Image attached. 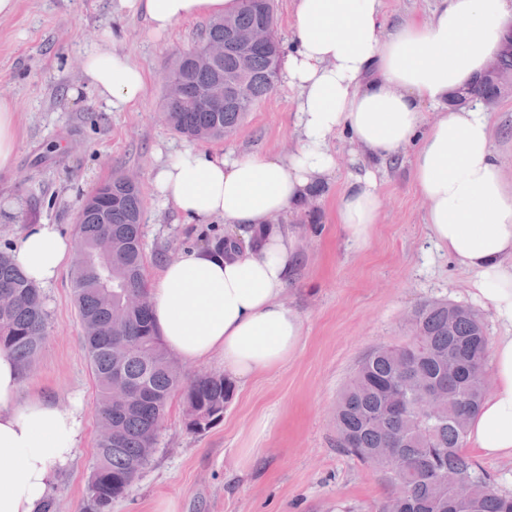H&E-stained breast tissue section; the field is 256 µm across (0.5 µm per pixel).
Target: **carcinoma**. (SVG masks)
<instances>
[{
    "mask_svg": "<svg viewBox=\"0 0 512 512\" xmlns=\"http://www.w3.org/2000/svg\"><path fill=\"white\" fill-rule=\"evenodd\" d=\"M265 24L275 29L274 0H246L236 12L209 22L199 42L179 54L168 73L182 94L165 102L164 117L177 133L192 141L203 130L210 139L233 134L247 112L275 87L282 45L278 36L255 46L247 69L233 53L203 61L194 51L224 42L229 31ZM240 86V100L210 112L198 96L211 89ZM486 99L495 94L492 81L478 76L452 93L448 106L459 107L458 95ZM141 190L118 175L102 183L78 212L76 244L85 258L71 274L74 302L84 335L91 374L97 388L100 433L86 487V512H110L139 478L158 445L160 424L178 391L183 401L198 403L204 423L189 425L201 433L224 415L231 384L222 375L185 381L183 367L162 343L151 318L150 283L141 217ZM243 248L227 234L207 242L225 253ZM410 336L399 344L379 346L358 364L344 386L335 414L336 447L383 473L392 487L390 500L399 512H512V494L494 484L463 450L467 425L486 396L482 375L489 342L482 316L460 304L438 300L421 305L408 318ZM48 313L41 289L0 251V350L12 354L27 370L46 343ZM130 388L127 400L112 401V387ZM446 389L448 399L435 400L434 414L422 418L396 403L398 390L412 402L423 389ZM391 448L403 460L393 474L376 457ZM470 486L458 499L448 475Z\"/></svg>",
    "mask_w": 512,
    "mask_h": 512,
    "instance_id": "1",
    "label": "carcinoma"
}]
</instances>
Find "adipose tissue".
Here are the masks:
<instances>
[{"instance_id": "ef3b65f1", "label": "adipose tissue", "mask_w": 512, "mask_h": 512, "mask_svg": "<svg viewBox=\"0 0 512 512\" xmlns=\"http://www.w3.org/2000/svg\"><path fill=\"white\" fill-rule=\"evenodd\" d=\"M383 0H293L292 46L283 77L297 90V147L257 158L188 149L160 164L154 188L187 221L224 219L241 237L264 229L243 252L192 250L166 261L152 282L153 319L167 349L183 360L219 358L238 381L296 355L302 322L284 301L296 242L277 216L303 202L336 169L331 142L348 134L369 159L336 205L347 238L366 243L378 220L376 172L409 141L412 168L427 204L431 238L475 275L505 331L492 344L494 388L472 417L467 444L485 456L512 457V189L495 158L480 104L448 110L496 51L512 19V0H439L426 22L387 23ZM160 34L178 21L221 17L239 0H119ZM83 75L96 95L120 109L146 87L128 54L88 51ZM443 108L423 124L424 106ZM75 250L55 225L33 224L13 251L29 279L46 288ZM22 370L0 351V512H38L84 432V405L43 397L19 401Z\"/></svg>"}]
</instances>
